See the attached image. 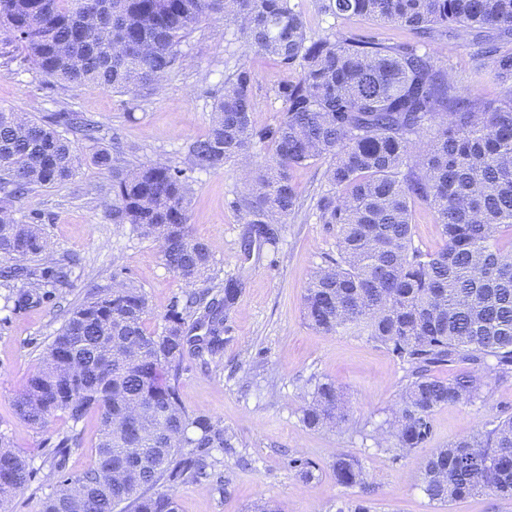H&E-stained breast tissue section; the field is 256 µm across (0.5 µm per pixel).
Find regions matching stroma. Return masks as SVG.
Instances as JSON below:
<instances>
[{
    "mask_svg": "<svg viewBox=\"0 0 512 512\" xmlns=\"http://www.w3.org/2000/svg\"><path fill=\"white\" fill-rule=\"evenodd\" d=\"M311 38L343 31L392 42L408 39V30L361 16L337 19L324 13L323 0H291ZM186 60L163 82L161 90L130 103L128 96L95 86H53L19 52L0 44V110L38 118L53 112H83L100 127V141H76L80 157L69 180L36 189L15 217H39L49 242L50 258L71 264L72 286L62 298L13 312L11 288L0 284V433L13 450L26 456L35 472L28 489L12 500L11 512H40L55 489L49 480L51 434L77 431L81 446L66 459L65 470L78 476L94 459L98 417L72 424L64 413L48 430L20 421L12 401L41 361L46 345L64 320V311L95 288L121 279L142 288L149 303L148 325L162 329L175 297L186 289L161 259L157 241L116 228L106 210L112 200L108 173L95 166L97 147L119 139L129 164L169 161L189 168L188 145L209 129L213 102L225 77L238 65L254 76L252 119L265 126L285 110L276 98L278 83L296 78L267 55L248 48L235 23L202 24L186 46ZM451 68L457 86L489 99L506 95V87L474 72L472 49L449 42L437 54ZM326 162L293 172L300 207L278 227L276 246H242L246 225L232 200L246 191L240 165L220 170H192L189 222L193 235L213 247L210 283L227 278L241 282V293L225 321L227 342L221 359L201 367L185 356L180 396L189 413L222 421L239 444L233 451L213 449L216 470L231 480L226 489L214 484L182 483L173 493L178 512H248L257 499L278 512H336L340 500L361 497L359 488L337 483L336 454L357 457L373 489L371 512H512V501L476 496L443 508L423 493L419 476L429 448L447 446L480 428L492 416L512 412V380L490 381L483 398L470 404L436 409L431 416L428 448L392 458L378 447L382 428L406 383L404 365L385 348L350 333L325 335L312 329L302 300L314 269L335 249L336 230L322 223L316 201L325 187ZM331 380L345 393L348 420L341 428L314 431L300 421L310 390L309 379ZM312 461L315 480L304 481L289 465L291 457Z\"/></svg>",
    "mask_w": 512,
    "mask_h": 512,
    "instance_id": "1",
    "label": "stroma"
}]
</instances>
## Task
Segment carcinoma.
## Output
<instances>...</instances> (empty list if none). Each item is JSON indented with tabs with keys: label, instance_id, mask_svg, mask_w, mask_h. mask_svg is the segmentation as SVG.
Masks as SVG:
<instances>
[{
	"label": "carcinoma",
	"instance_id": "cac0c4a2",
	"mask_svg": "<svg viewBox=\"0 0 512 512\" xmlns=\"http://www.w3.org/2000/svg\"><path fill=\"white\" fill-rule=\"evenodd\" d=\"M335 18L363 16L415 34L389 43L340 33L312 39L290 0H0V33L41 75L62 86L107 87L135 98L154 92L183 61L182 45L207 21L232 18L249 48L299 70L275 95L285 112L274 125L252 121L253 75L237 67L215 100L206 136L188 148L192 166L221 169L269 149L249 189L232 207L245 212L247 243L277 244L272 224L295 212L292 172L329 160L317 199L322 223L336 226V254L314 272L304 296L313 329L351 332L385 347L407 366L388 439L393 457L424 448L430 416L471 403L487 386L512 378V97L489 101L462 91L437 64L435 45L464 40L477 72L512 86V0H326ZM432 137L424 140V133ZM95 142L98 127L81 112L20 122L0 111V278L19 283L14 309L52 301L70 286V269L46 260L38 224L13 218L37 187L70 179L79 156L68 135ZM115 142L93 154L112 176V221L159 242L165 265L193 285L173 301L162 331L147 329L148 301L126 282L97 288L66 312L41 364L13 399V413L45 429L58 412L78 424L100 416L93 464L72 478L61 463L49 477L59 490L41 512H178L165 483L216 476L211 450L236 447V435L182 405L187 354L216 359L236 281L198 287L213 259L188 224L190 176L167 162L121 164ZM425 203L443 241L414 245L413 210ZM468 363L451 379L435 368ZM348 419L343 393L319 381L302 408L310 429ZM80 445L58 436L54 456ZM336 482L370 490L359 459L338 454ZM34 471L0 433V502L25 490ZM421 488L446 506L474 495L512 498V413L428 454Z\"/></svg>",
	"mask_w": 512,
	"mask_h": 512
}]
</instances>
